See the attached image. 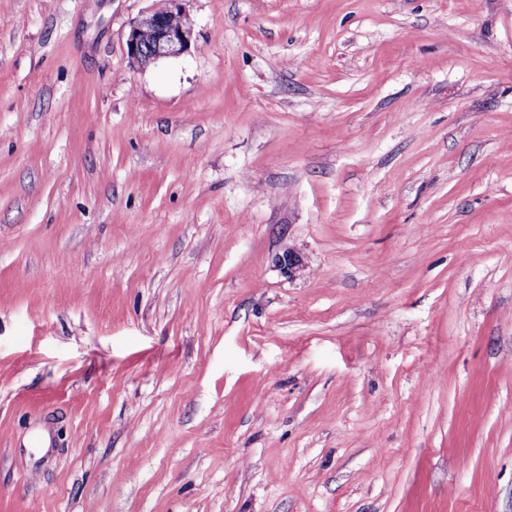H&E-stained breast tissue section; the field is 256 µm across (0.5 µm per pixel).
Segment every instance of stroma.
Returning <instances> with one entry per match:
<instances>
[{"label": "stroma", "instance_id": "35a3bbf8", "mask_svg": "<svg viewBox=\"0 0 512 512\" xmlns=\"http://www.w3.org/2000/svg\"><path fill=\"white\" fill-rule=\"evenodd\" d=\"M158 3L0 0V512H512V0ZM192 40L190 27H172L165 16L154 9L131 27L127 50L134 62L143 65L183 55L190 50Z\"/></svg>", "mask_w": 512, "mask_h": 512}]
</instances>
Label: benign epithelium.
<instances>
[{"mask_svg":"<svg viewBox=\"0 0 512 512\" xmlns=\"http://www.w3.org/2000/svg\"><path fill=\"white\" fill-rule=\"evenodd\" d=\"M192 40L191 28L169 25L165 16L154 9L131 27L127 50L134 62L143 65L188 52ZM278 265L283 273L292 277L302 268V261L294 252L288 251L278 258Z\"/></svg>","mask_w":512,"mask_h":512,"instance_id":"1","label":"benign epithelium"}]
</instances>
